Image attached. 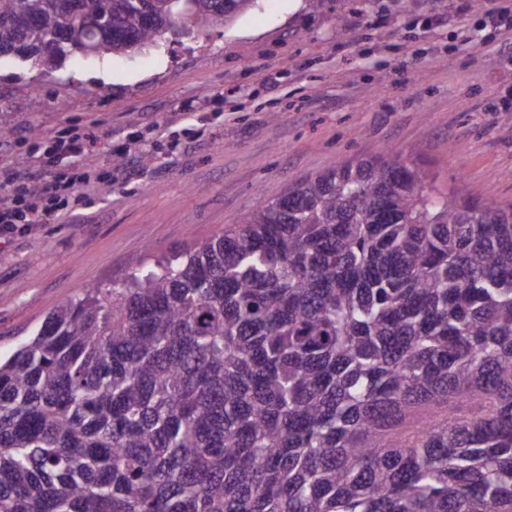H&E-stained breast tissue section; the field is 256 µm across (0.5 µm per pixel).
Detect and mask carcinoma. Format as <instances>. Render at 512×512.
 <instances>
[{
	"label": "carcinoma",
	"mask_w": 512,
	"mask_h": 512,
	"mask_svg": "<svg viewBox=\"0 0 512 512\" xmlns=\"http://www.w3.org/2000/svg\"><path fill=\"white\" fill-rule=\"evenodd\" d=\"M256 2L0 0V58ZM0 512H512V204L356 157L60 302L0 360Z\"/></svg>",
	"instance_id": "cac0c4a2"
}]
</instances>
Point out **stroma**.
Wrapping results in <instances>:
<instances>
[{
    "label": "stroma",
    "mask_w": 512,
    "mask_h": 512,
    "mask_svg": "<svg viewBox=\"0 0 512 512\" xmlns=\"http://www.w3.org/2000/svg\"><path fill=\"white\" fill-rule=\"evenodd\" d=\"M487 0H259L178 48L69 57L52 76L0 59V166L94 127L59 160L93 179L75 217L0 234V355L132 259L218 236L307 176L386 152L441 192L512 202V46Z\"/></svg>",
    "instance_id": "35a3bbf8"
}]
</instances>
